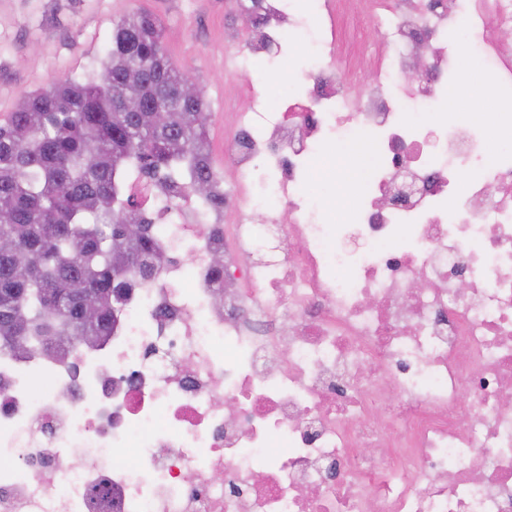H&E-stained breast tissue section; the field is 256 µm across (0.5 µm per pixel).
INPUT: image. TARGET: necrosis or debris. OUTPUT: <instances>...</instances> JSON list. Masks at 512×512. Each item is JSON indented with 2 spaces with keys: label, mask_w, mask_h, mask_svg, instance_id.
Listing matches in <instances>:
<instances>
[{
  "label": "necrosis or debris",
  "mask_w": 512,
  "mask_h": 512,
  "mask_svg": "<svg viewBox=\"0 0 512 512\" xmlns=\"http://www.w3.org/2000/svg\"><path fill=\"white\" fill-rule=\"evenodd\" d=\"M509 30L512 0H261L223 210L147 188L167 260L111 336L0 353V512H512V113L441 110L467 57L512 91ZM273 46L306 52L279 106ZM362 138L338 224L304 185Z\"/></svg>",
  "instance_id": "1"
}]
</instances>
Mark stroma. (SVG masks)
<instances>
[{
    "label": "stroma",
    "instance_id": "35a3bbf8",
    "mask_svg": "<svg viewBox=\"0 0 512 512\" xmlns=\"http://www.w3.org/2000/svg\"><path fill=\"white\" fill-rule=\"evenodd\" d=\"M139 10L158 19L173 60L203 87L211 155L220 161L224 102L236 99L246 81L224 69V35L242 27L235 0H0V119L23 94L97 66L113 24ZM310 184L320 191L330 219H348L358 187L339 176Z\"/></svg>",
    "mask_w": 512,
    "mask_h": 512
}]
</instances>
